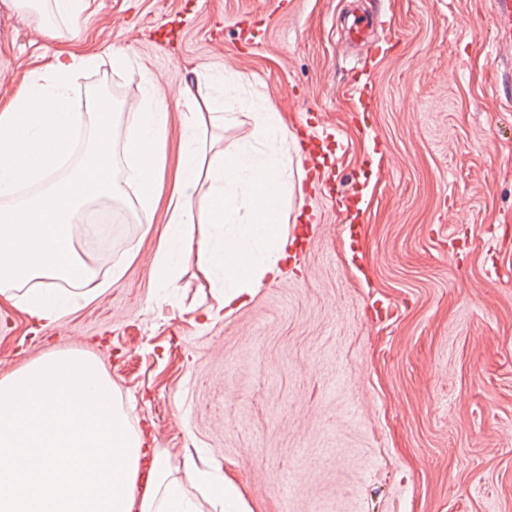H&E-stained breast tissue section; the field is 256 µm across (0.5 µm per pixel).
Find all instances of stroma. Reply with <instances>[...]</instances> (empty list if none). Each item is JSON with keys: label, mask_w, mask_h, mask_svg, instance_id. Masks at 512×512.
Returning a JSON list of instances; mask_svg holds the SVG:
<instances>
[{"label": "stroma", "mask_w": 512, "mask_h": 512, "mask_svg": "<svg viewBox=\"0 0 512 512\" xmlns=\"http://www.w3.org/2000/svg\"><path fill=\"white\" fill-rule=\"evenodd\" d=\"M82 37L129 48L164 91L218 69L249 76L324 140L292 201L286 275L202 323L213 290L188 262L165 299L150 264L164 224L79 226L98 300L33 331L0 308V376L81 350L135 429L173 458L203 452L253 512H512V89L496 83L490 0H88ZM383 19L342 50L355 4ZM0 0V96L57 45ZM136 71V73H137ZM110 56L82 81L139 98ZM208 128L249 140L244 105Z\"/></svg>", "instance_id": "obj_1"}]
</instances>
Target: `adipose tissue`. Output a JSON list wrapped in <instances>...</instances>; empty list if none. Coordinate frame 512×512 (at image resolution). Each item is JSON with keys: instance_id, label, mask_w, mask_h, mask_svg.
<instances>
[{"instance_id": "1", "label": "adipose tissue", "mask_w": 512, "mask_h": 512, "mask_svg": "<svg viewBox=\"0 0 512 512\" xmlns=\"http://www.w3.org/2000/svg\"><path fill=\"white\" fill-rule=\"evenodd\" d=\"M49 13L50 39L75 27L85 0H12ZM131 66L122 46L56 51L0 108V304L47 327L119 281L128 259L99 277L79 256L80 210L136 201L164 204L166 225L150 269L156 292L176 287L196 260L220 294L212 321L244 306L283 275L291 238L288 202L302 191L290 167L288 120L264 96L250 99L251 141L207 152L206 125H223L219 97L244 76L211 71L203 99L167 97L139 72L141 96L117 101L80 81L102 55ZM185 107L182 144L165 180L170 109ZM0 512H253L228 477L169 454L133 430L119 390L83 351H49L0 377Z\"/></svg>"}]
</instances>
